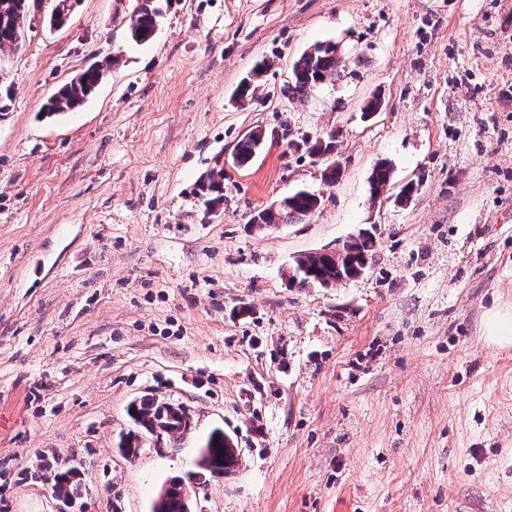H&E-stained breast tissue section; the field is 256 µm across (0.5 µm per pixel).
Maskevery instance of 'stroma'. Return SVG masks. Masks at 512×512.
I'll return each mask as SVG.
<instances>
[{"mask_svg":"<svg viewBox=\"0 0 512 512\" xmlns=\"http://www.w3.org/2000/svg\"><path fill=\"white\" fill-rule=\"evenodd\" d=\"M140 4L74 0L53 27L54 0H33L22 46L0 50V512H57L72 467L73 512H152L216 427L239 463L195 512H512V345L484 332L512 312V0H161L138 45ZM318 43L339 78L282 97ZM101 63L77 111H43ZM254 129L261 151L235 166ZM330 134L333 184L307 151ZM217 169L212 208L199 186ZM300 189L313 215L252 225ZM361 231L364 276L289 279ZM148 393L195 427L124 457ZM155 2L156 0H143L137 14L131 19L129 36L132 41L145 43L153 37L154 26L160 16Z\"/></svg>","mask_w":512,"mask_h":512,"instance_id":"35a3bbf8","label":"stroma"}]
</instances>
